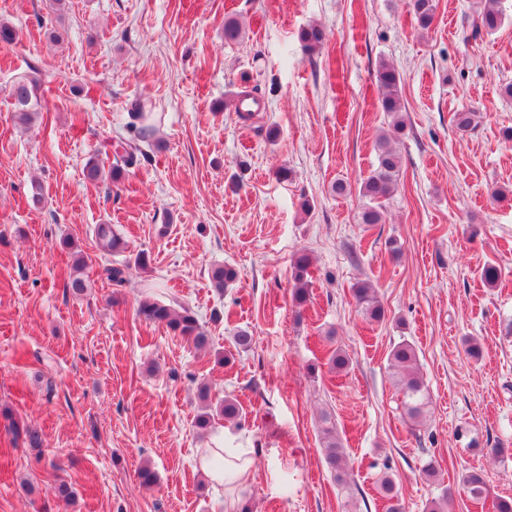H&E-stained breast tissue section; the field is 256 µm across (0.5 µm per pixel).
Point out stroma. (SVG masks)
I'll return each instance as SVG.
<instances>
[{"mask_svg": "<svg viewBox=\"0 0 512 512\" xmlns=\"http://www.w3.org/2000/svg\"><path fill=\"white\" fill-rule=\"evenodd\" d=\"M494 34L473 36L477 0H438L421 29L408 0H0L16 44L0 46V407L37 428L30 448L0 417V512H224L195 460L210 440L194 426L207 384L236 398L218 428L256 451L241 493L252 512H382L374 489L388 463L403 512H495L512 498V0ZM234 18L243 34L224 39ZM325 41L306 51L303 28ZM61 41H53L52 31ZM399 72L407 127L385 221L363 224L358 184L389 133L375 74ZM39 70L36 120L10 98ZM261 109L238 119L237 96ZM152 108L143 157L117 183L83 168L126 136L134 103ZM476 113L459 131L453 112ZM288 168L291 178L276 173ZM352 186L339 196L337 181ZM45 202L33 207V183ZM112 225L125 252L100 253ZM313 264L304 307L292 302L291 258ZM147 253V268L134 267ZM85 258L87 287L65 285ZM132 264L122 287L100 265ZM500 279L484 283L485 265ZM239 279L224 290L213 267ZM371 282L385 310L366 319L352 295ZM190 307L212 339L196 350L135 314L145 298ZM245 328L255 343L236 350ZM417 351L423 425L407 418L388 354ZM478 345L469 355L467 342ZM341 348L346 372H330ZM332 422L346 455L329 467ZM508 454H495L499 444ZM433 463L434 477L422 472ZM151 465L152 488L137 473ZM483 476L484 505L463 478ZM72 502L57 498L58 480ZM330 425H327L324 428V434L326 441V458L330 467L336 472L337 479L340 481L344 480V465H345V456L343 453V449L341 448V444L336 437V432L333 424L331 422H325Z\"/></svg>", "mask_w": 512, "mask_h": 512, "instance_id": "stroma-1", "label": "stroma"}]
</instances>
